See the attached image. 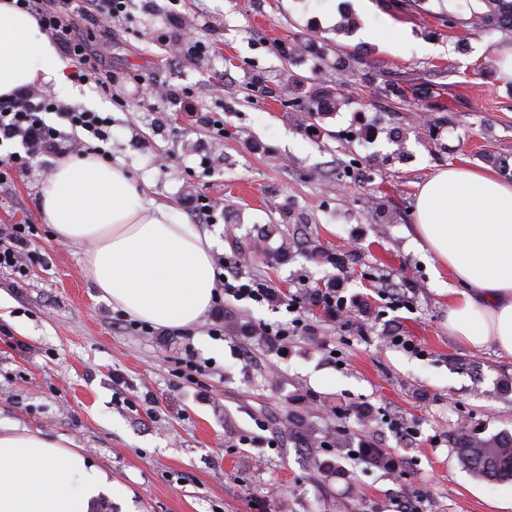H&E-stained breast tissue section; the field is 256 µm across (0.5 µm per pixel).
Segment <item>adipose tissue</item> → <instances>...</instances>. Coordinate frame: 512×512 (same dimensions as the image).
I'll use <instances>...</instances> for the list:
<instances>
[{"mask_svg":"<svg viewBox=\"0 0 512 512\" xmlns=\"http://www.w3.org/2000/svg\"><path fill=\"white\" fill-rule=\"evenodd\" d=\"M65 62L36 18L0 0V96L52 84L67 96ZM41 208L61 241L90 243L85 271L104 299L157 328L195 324L212 305L208 231L177 207H144L125 173L93 156L59 162ZM414 228L447 270L448 330L471 348L512 356V182L447 168L420 187ZM109 473L60 442L0 434V512H96Z\"/></svg>","mask_w":512,"mask_h":512,"instance_id":"adipose-tissue-1","label":"adipose tissue"}]
</instances>
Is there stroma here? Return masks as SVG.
<instances>
[{"mask_svg": "<svg viewBox=\"0 0 512 512\" xmlns=\"http://www.w3.org/2000/svg\"><path fill=\"white\" fill-rule=\"evenodd\" d=\"M485 9L126 0L111 37L92 42L111 97L74 81L68 105L111 116V163L144 202L186 213L189 197L208 199L212 254L243 257V273L278 300L211 305L185 338L118 327L85 274L88 244L59 240L41 210L59 158L38 156L0 185V225L38 229L26 277L0 273V432L62 442L108 471L114 489L98 512H398L417 499L423 512H495L512 482L473 477L454 433H512V357L449 333V278L413 232L419 186L438 171L489 167L512 182V81L494 75L512 34L469 26ZM346 13L357 25L343 33ZM389 20L405 40L364 39ZM187 36L207 45L203 59L172 56L171 41ZM294 42L304 48L292 54ZM340 52L355 62L337 65ZM320 84L345 99L313 116L304 106ZM386 277L400 288L392 304L379 294ZM336 282L355 302L351 322L307 303L311 332L284 345L240 335L248 321L290 322L285 304L300 286ZM218 320L220 339L208 333ZM393 330L422 355L390 345ZM190 348L207 369L188 382L177 372ZM297 421L337 471L307 468ZM353 448L382 449L389 464L351 459Z\"/></svg>", "mask_w": 512, "mask_h": 512, "instance_id": "35a3bbf8", "label": "stroma"}]
</instances>
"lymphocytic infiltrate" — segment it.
I'll list each match as a JSON object with an SVG mask.
<instances>
[{
	"mask_svg": "<svg viewBox=\"0 0 512 512\" xmlns=\"http://www.w3.org/2000/svg\"><path fill=\"white\" fill-rule=\"evenodd\" d=\"M17 8L34 15L42 29L59 48L76 63V75L81 80L94 81L104 95L112 93V73L105 69L100 56L91 50L87 34H81L67 23L63 15L47 7L44 0H15ZM56 115L64 121V128L47 124L46 115ZM112 119L86 109L59 104L48 90L28 86L0 96V146L20 142V150L0 157V181L12 174L27 172L32 160L44 154H64L77 151L76 131H84L98 141L93 152L107 157L105 142L111 137ZM37 233L32 224H6L0 226V272L24 274L29 248ZM218 264L224 270L220 286L225 296L234 301L255 303L271 301L275 290L266 281L244 275L241 261L235 257H220ZM322 307L333 318H343L348 310V299L340 286L307 289L304 296H291L287 309L294 315L287 325L262 324L261 331L276 342L287 341L298 332H309L310 326L300 318L301 298Z\"/></svg>",
	"mask_w": 512,
	"mask_h": 512,
	"instance_id": "f902f5d3",
	"label": "lymphocytic infiltrate"
}]
</instances>
